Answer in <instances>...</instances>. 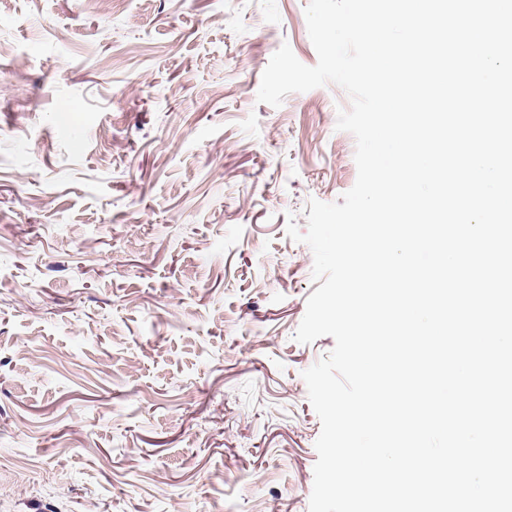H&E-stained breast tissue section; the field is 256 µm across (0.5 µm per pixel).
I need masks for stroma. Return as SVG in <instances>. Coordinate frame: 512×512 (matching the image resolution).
<instances>
[{
	"label": "stroma",
	"instance_id": "1",
	"mask_svg": "<svg viewBox=\"0 0 512 512\" xmlns=\"http://www.w3.org/2000/svg\"><path fill=\"white\" fill-rule=\"evenodd\" d=\"M307 4L0 0V512H308L286 225L356 141L337 85L257 100Z\"/></svg>",
	"mask_w": 512,
	"mask_h": 512
}]
</instances>
